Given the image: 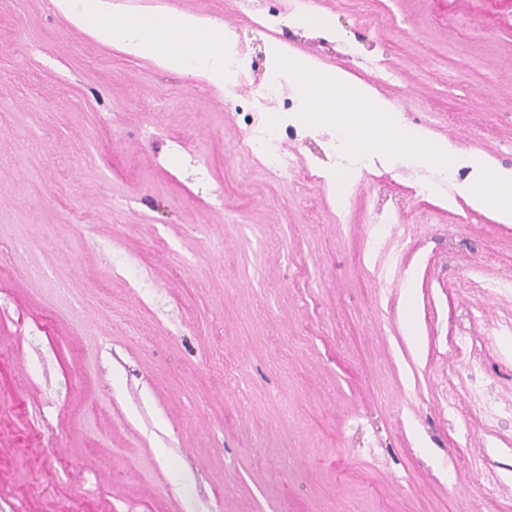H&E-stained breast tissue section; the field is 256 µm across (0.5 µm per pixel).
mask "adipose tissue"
I'll return each instance as SVG.
<instances>
[{
  "mask_svg": "<svg viewBox=\"0 0 512 512\" xmlns=\"http://www.w3.org/2000/svg\"><path fill=\"white\" fill-rule=\"evenodd\" d=\"M55 5L76 28L128 55L153 59L165 70L205 79L221 90L233 85L224 74L230 46L221 26L189 14L107 21L102 0H55Z\"/></svg>",
  "mask_w": 512,
  "mask_h": 512,
  "instance_id": "adipose-tissue-1",
  "label": "adipose tissue"
}]
</instances>
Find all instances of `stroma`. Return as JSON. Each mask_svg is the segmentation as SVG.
Returning <instances> with one entry per match:
<instances>
[{
  "label": "stroma",
  "mask_w": 512,
  "mask_h": 512,
  "mask_svg": "<svg viewBox=\"0 0 512 512\" xmlns=\"http://www.w3.org/2000/svg\"><path fill=\"white\" fill-rule=\"evenodd\" d=\"M179 9L259 56L231 94L0 0V512H512V224L377 162L335 195L321 130L240 157L269 38ZM319 11L280 40L512 167V6ZM282 131L265 126L250 130L240 145L242 155L256 160L273 175L292 171L293 160L282 150Z\"/></svg>",
  "instance_id": "35a3bbf8"
}]
</instances>
